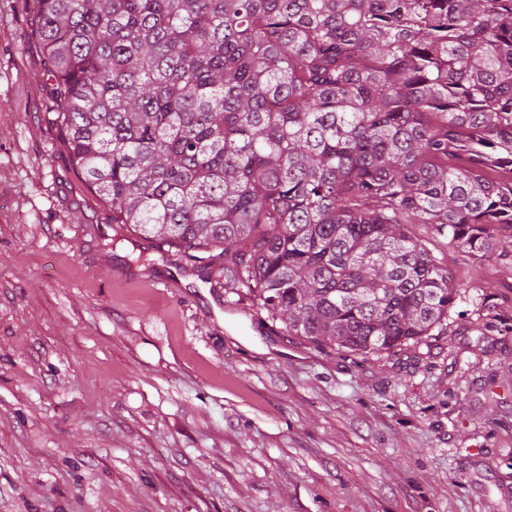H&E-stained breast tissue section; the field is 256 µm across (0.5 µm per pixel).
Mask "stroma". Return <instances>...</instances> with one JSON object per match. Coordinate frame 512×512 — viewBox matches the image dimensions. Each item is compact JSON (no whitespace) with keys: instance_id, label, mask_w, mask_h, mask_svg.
Masks as SVG:
<instances>
[{"instance_id":"obj_1","label":"stroma","mask_w":512,"mask_h":512,"mask_svg":"<svg viewBox=\"0 0 512 512\" xmlns=\"http://www.w3.org/2000/svg\"><path fill=\"white\" fill-rule=\"evenodd\" d=\"M0 0V512H512V260L409 227L462 297L362 365L130 238Z\"/></svg>"}]
</instances>
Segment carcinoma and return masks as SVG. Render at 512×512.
I'll use <instances>...</instances> for the list:
<instances>
[{"label": "carcinoma", "instance_id": "1", "mask_svg": "<svg viewBox=\"0 0 512 512\" xmlns=\"http://www.w3.org/2000/svg\"><path fill=\"white\" fill-rule=\"evenodd\" d=\"M73 166L283 332L352 359L447 332L423 240L512 244V0H29Z\"/></svg>", "mask_w": 512, "mask_h": 512}]
</instances>
